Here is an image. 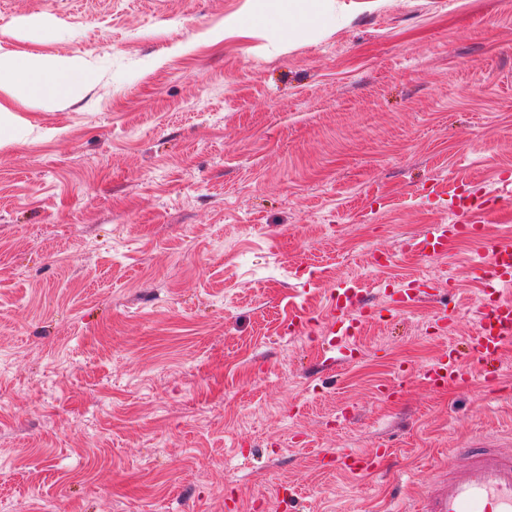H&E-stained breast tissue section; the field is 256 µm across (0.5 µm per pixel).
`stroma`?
Segmentation results:
<instances>
[{
	"mask_svg": "<svg viewBox=\"0 0 512 512\" xmlns=\"http://www.w3.org/2000/svg\"><path fill=\"white\" fill-rule=\"evenodd\" d=\"M338 4L283 43L210 39L250 0H0V49L90 71L65 103L0 94V512H389L449 449L512 452V349L415 376L474 335L482 247L404 248L464 189L512 230V0ZM344 279L380 316L329 365ZM385 455L386 451L379 448L371 454L351 452L350 455L337 457L336 462L348 467L353 474L367 475L381 470ZM347 460H351L352 464L348 465Z\"/></svg>",
	"mask_w": 512,
	"mask_h": 512,
	"instance_id": "1",
	"label": "stroma"
}]
</instances>
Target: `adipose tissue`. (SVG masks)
<instances>
[{
    "mask_svg": "<svg viewBox=\"0 0 512 512\" xmlns=\"http://www.w3.org/2000/svg\"><path fill=\"white\" fill-rule=\"evenodd\" d=\"M247 18H232V26L243 24L274 32L281 41L290 42L311 30L336 28L348 17L334 0H252ZM1 87L13 99L70 100L86 86L89 74L84 62L76 57L56 55H18L0 53Z\"/></svg>",
    "mask_w": 512,
    "mask_h": 512,
    "instance_id": "1",
    "label": "adipose tissue"
}]
</instances>
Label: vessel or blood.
Segmentation results:
<instances>
[{"mask_svg":"<svg viewBox=\"0 0 512 512\" xmlns=\"http://www.w3.org/2000/svg\"><path fill=\"white\" fill-rule=\"evenodd\" d=\"M452 211L464 216L461 224H433L420 237L410 240L408 250L433 259L447 255L448 245L462 238L484 241L481 272L483 303L470 346L449 349L418 376L426 384L439 386L472 380L474 371L485 368L512 348V242L491 239L485 223L495 211L493 199L460 192L448 201ZM331 326L321 336L323 352H341L352 345L361 320L370 308L359 288L349 280L337 284L330 303ZM384 451L339 457L351 473L367 475L381 470ZM417 512H512V454L501 451L490 438L468 448H454L448 463L425 482Z\"/></svg>","mask_w":512,"mask_h":512,"instance_id":"obj_1","label":"vessel or blood"}]
</instances>
